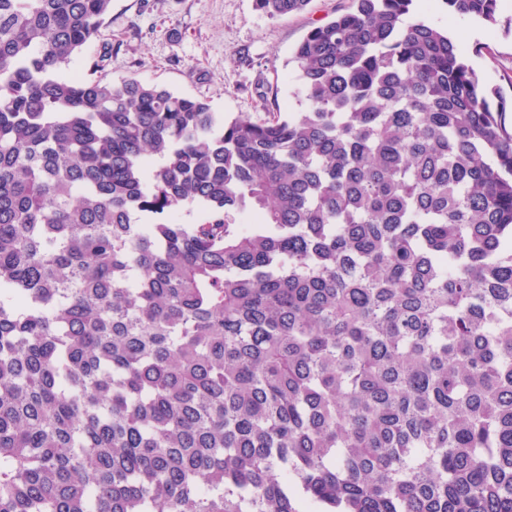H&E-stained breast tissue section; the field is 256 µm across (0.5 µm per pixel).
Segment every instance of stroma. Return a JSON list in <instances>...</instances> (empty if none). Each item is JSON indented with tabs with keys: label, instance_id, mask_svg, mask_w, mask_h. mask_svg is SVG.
I'll use <instances>...</instances> for the list:
<instances>
[{
	"label": "stroma",
	"instance_id": "35a3bbf8",
	"mask_svg": "<svg viewBox=\"0 0 512 512\" xmlns=\"http://www.w3.org/2000/svg\"><path fill=\"white\" fill-rule=\"evenodd\" d=\"M353 0H311L305 11L274 20L253 0H112L98 35L71 64L87 79L126 76L204 100L226 117L262 113V100L298 110L289 62L315 25L353 9ZM416 19L453 34L467 64L512 100V0L497 23L452 16L443 0H416Z\"/></svg>",
	"mask_w": 512,
	"mask_h": 512
}]
</instances>
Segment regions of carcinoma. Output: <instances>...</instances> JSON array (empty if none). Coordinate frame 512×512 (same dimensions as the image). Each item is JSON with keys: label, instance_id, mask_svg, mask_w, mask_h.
I'll return each mask as SVG.
<instances>
[{"label": "carcinoma", "instance_id": "cac0c4a2", "mask_svg": "<svg viewBox=\"0 0 512 512\" xmlns=\"http://www.w3.org/2000/svg\"><path fill=\"white\" fill-rule=\"evenodd\" d=\"M354 2L229 120L64 75L112 0H0V512H512L505 100Z\"/></svg>", "mask_w": 512, "mask_h": 512}]
</instances>
